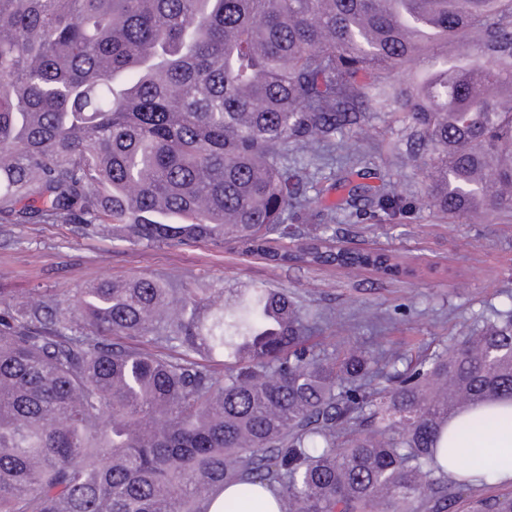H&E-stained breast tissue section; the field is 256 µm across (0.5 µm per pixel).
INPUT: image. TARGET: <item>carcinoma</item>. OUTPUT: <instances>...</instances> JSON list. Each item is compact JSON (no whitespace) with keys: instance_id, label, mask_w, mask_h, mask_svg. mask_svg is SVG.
I'll return each mask as SVG.
<instances>
[{"instance_id":"obj_1","label":"carcinoma","mask_w":512,"mask_h":512,"mask_svg":"<svg viewBox=\"0 0 512 512\" xmlns=\"http://www.w3.org/2000/svg\"><path fill=\"white\" fill-rule=\"evenodd\" d=\"M425 79L397 78L440 42ZM386 115L430 169L420 201L369 171ZM296 150L375 184L302 234ZM512 210V0H0V222L100 227L133 245H234L270 264L382 276L397 254L332 224ZM91 283L0 305V512H448V422L512 400V305L430 354L328 352V316L264 285ZM476 415L462 435L484 432ZM469 512H512V496Z\"/></svg>"}]
</instances>
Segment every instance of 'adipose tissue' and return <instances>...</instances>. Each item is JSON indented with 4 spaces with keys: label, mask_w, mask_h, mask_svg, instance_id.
Instances as JSON below:
<instances>
[{
    "label": "adipose tissue",
    "mask_w": 512,
    "mask_h": 512,
    "mask_svg": "<svg viewBox=\"0 0 512 512\" xmlns=\"http://www.w3.org/2000/svg\"><path fill=\"white\" fill-rule=\"evenodd\" d=\"M498 421L490 431L471 438L449 436L456 448L454 459L446 461L445 470L456 480L477 485L486 481L502 486L512 485V401L487 405Z\"/></svg>",
    "instance_id": "obj_1"
}]
</instances>
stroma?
Masks as SVG:
<instances>
[{
    "instance_id": "35a3bbf8",
    "label": "stroma",
    "mask_w": 512,
    "mask_h": 512,
    "mask_svg": "<svg viewBox=\"0 0 512 512\" xmlns=\"http://www.w3.org/2000/svg\"><path fill=\"white\" fill-rule=\"evenodd\" d=\"M370 162L397 192L418 199L428 170L386 150L405 143L401 124L386 116L373 121ZM347 244L385 249L405 258L413 272L383 277L368 270L344 273L300 266L274 267L239 249L173 244L133 246L106 230L84 233L74 224L0 223V301L23 305L63 299L91 281L154 276L178 288L198 281L210 288L264 284L284 288L303 305L336 316V328L319 341L326 350L339 342L367 347L376 335L411 348L437 350L493 309L512 302V214H472L449 221L420 209L404 224L336 225ZM369 310L390 320L382 330L361 322Z\"/></svg>"
}]
</instances>
